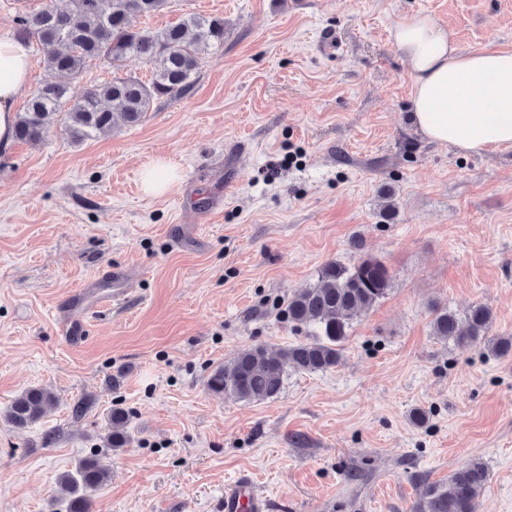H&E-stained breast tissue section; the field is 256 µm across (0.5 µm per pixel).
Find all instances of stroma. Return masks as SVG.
Wrapping results in <instances>:
<instances>
[{"mask_svg": "<svg viewBox=\"0 0 512 512\" xmlns=\"http://www.w3.org/2000/svg\"><path fill=\"white\" fill-rule=\"evenodd\" d=\"M418 12L465 50H512V0H168L137 27L224 19L190 95L81 142L57 119L40 143L12 142L0 512H66L57 479L91 456L110 470L91 512H223L243 474L270 512H413L424 482L474 460L488 471L479 512H512V355L430 325L432 306L482 303L512 336V148L464 155L417 132L390 32ZM160 160L180 178L153 196L141 174ZM365 256L392 284L336 367L289 372L264 401L208 390L238 352L306 341L289 296ZM110 268L131 290L92 307L82 288ZM36 386L55 403L15 429L3 415ZM116 407L131 437L117 451L103 442Z\"/></svg>", "mask_w": 512, "mask_h": 512, "instance_id": "1", "label": "stroma"}]
</instances>
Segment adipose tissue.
<instances>
[{
  "mask_svg": "<svg viewBox=\"0 0 512 512\" xmlns=\"http://www.w3.org/2000/svg\"><path fill=\"white\" fill-rule=\"evenodd\" d=\"M413 75L410 111L424 139L479 154L512 147V50L462 51L453 34L416 13L391 31ZM32 68L26 45L0 31V152Z\"/></svg>",
  "mask_w": 512,
  "mask_h": 512,
  "instance_id": "obj_1",
  "label": "adipose tissue"
}]
</instances>
